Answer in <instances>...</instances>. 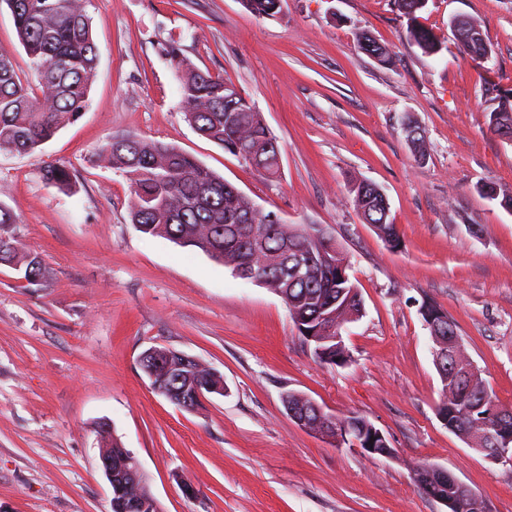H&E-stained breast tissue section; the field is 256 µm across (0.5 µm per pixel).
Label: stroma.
I'll use <instances>...</instances> for the list:
<instances>
[{
  "mask_svg": "<svg viewBox=\"0 0 512 512\" xmlns=\"http://www.w3.org/2000/svg\"><path fill=\"white\" fill-rule=\"evenodd\" d=\"M98 65L81 118L29 154L0 152V201L45 272L0 264V512H112L99 428L131 450L162 512H446L413 479L427 462L512 512V468L487 460L437 415L441 382L423 303L451 315L497 401L512 408V141L489 114L512 99V0H428L415 22L394 0H91ZM487 43L472 57L452 21ZM384 46L379 62L360 35ZM230 79L277 140V179L187 123L170 43ZM424 138L418 158L410 131ZM194 156L287 224H319L343 247L363 302L343 333L351 361L323 365L271 290L202 252L140 232L112 138ZM66 166L70 190L43 177ZM378 186L402 239L390 249L352 203ZM165 347L206 363L223 393L187 411L153 390L138 358ZM359 415L392 457L337 448L298 425L287 393Z\"/></svg>",
  "mask_w": 512,
  "mask_h": 512,
  "instance_id": "1",
  "label": "stroma"
}]
</instances>
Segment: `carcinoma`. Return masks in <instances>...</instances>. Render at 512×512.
<instances>
[{
    "mask_svg": "<svg viewBox=\"0 0 512 512\" xmlns=\"http://www.w3.org/2000/svg\"><path fill=\"white\" fill-rule=\"evenodd\" d=\"M10 9L18 41L34 59L37 82L20 76L14 54L0 48V151L30 153L49 141L64 126L77 121L84 112L98 54L87 13L88 0H0ZM249 11L272 16L279 10L277 0H242ZM467 30L478 38L464 45L473 56L487 53L479 29L465 22ZM410 38L428 56L438 52V43L427 29L410 27ZM171 60L180 82L184 116L199 136L224 151L248 147L265 157L264 176L274 178L278 167L274 151L267 149L272 139L260 113L235 84L193 66L171 45ZM489 125L496 131H512V107L500 105L489 114ZM100 157L126 174L131 189V218L139 231L175 241L202 252L229 268L248 260L250 270L263 279L264 287L288 295V311L300 336L322 364L337 366L350 358L347 349L336 348L330 337L321 333L323 316L336 314L343 320H356L361 308L349 299L355 283L338 279L336 264L346 261L345 254L330 261L321 259L316 229L311 224H275L269 215L249 214V199L223 177L177 148L136 137H115ZM44 178L64 189L69 186V170L56 163L47 165ZM353 204L367 217L378 234L392 248L400 246L397 225L389 219V204L374 184L356 182L351 187ZM16 223L12 210L0 202V263L24 272L23 278L43 275L39 256L25 250L20 237L5 230ZM261 230L264 243L242 251L244 230ZM304 246L316 257L309 273L295 278L285 273L286 253L291 246ZM423 320L435 321L443 329L435 337L433 349L442 360L444 377L439 416L448 419V430L458 436L476 439L492 418L480 407L478 394L485 390L482 377L467 380L461 372L470 363L459 338L457 325L447 312L433 303L420 308ZM176 384L191 408L201 405L197 390L216 387L221 377L198 369L181 368ZM347 428L364 447L383 448L386 438L377 436L376 427L359 415L342 419L337 429ZM146 505L148 512H160L151 498L145 477L139 473L125 484L112 488V512L130 510V504Z\"/></svg>",
    "mask_w": 512,
    "mask_h": 512,
    "instance_id": "obj_1",
    "label": "carcinoma"
}]
</instances>
